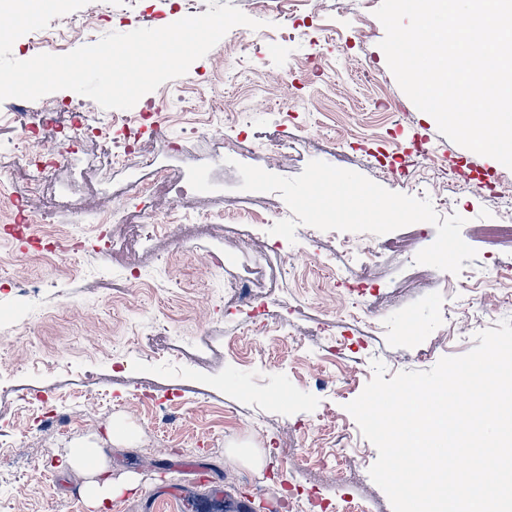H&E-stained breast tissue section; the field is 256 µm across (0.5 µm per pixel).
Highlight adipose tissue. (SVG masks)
Instances as JSON below:
<instances>
[{
	"label": "adipose tissue",
	"instance_id": "obj_1",
	"mask_svg": "<svg viewBox=\"0 0 512 512\" xmlns=\"http://www.w3.org/2000/svg\"><path fill=\"white\" fill-rule=\"evenodd\" d=\"M57 471L80 472L84 477L82 497L91 512H108L113 500L139 485L136 474L113 476L112 467L98 442H82L60 454Z\"/></svg>",
	"mask_w": 512,
	"mask_h": 512
}]
</instances>
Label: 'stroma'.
Instances as JSON below:
<instances>
[{
    "instance_id": "stroma-1",
    "label": "stroma",
    "mask_w": 512,
    "mask_h": 512,
    "mask_svg": "<svg viewBox=\"0 0 512 512\" xmlns=\"http://www.w3.org/2000/svg\"><path fill=\"white\" fill-rule=\"evenodd\" d=\"M122 15L98 21L81 41L46 45L65 54L104 35L160 28L177 17L173 0H120ZM381 0H285L264 36L250 46L216 44L188 72L146 94L128 110H112L108 137L64 155L48 194L31 207L56 214L48 241L54 254L0 232V489L10 512H89L84 478L53 467L58 452L106 435L115 420L139 430L129 446L107 445L113 475H141L140 487L113 501L112 512H261L282 493L306 503L315 495L348 512H393L369 475L376 447L345 406L373 378V360L387 376L424 371L441 358L476 345L478 332L512 317V282L493 268L512 270V223L501 205L471 185L438 188L431 168L397 171L415 142L427 141L453 171L512 178V169L443 136L419 111L390 71L380 47ZM312 14L301 39L280 34L283 14ZM142 155L124 157V126L146 104ZM43 100L0 102V187L24 197L21 168L8 148L14 113L40 112ZM139 120V119H138ZM294 148L276 150L282 138ZM313 160L358 172L384 188L429 198L438 215H461L464 241L477 251L440 288L445 271L415 264L432 244L435 227L416 223L396 231L325 232L309 241L271 235V223L290 218L277 192L241 190L237 164L284 177ZM192 181L186 198L160 193L141 223L163 230L145 248L123 249L120 225L90 224L87 214L121 200L130 176L158 171ZM266 214L252 226L245 213ZM380 250L362 264L364 249ZM148 273L130 279L126 266ZM251 281L265 303L266 333L253 332L245 311L232 307L225 282ZM365 284L363 296L349 282ZM495 305L477 307L482 294ZM362 302L364 311L353 312ZM454 339L441 344L446 331ZM335 357H328V343ZM29 389L74 407L63 434L35 436L16 401ZM265 428L254 429L257 417ZM232 448L257 450L252 468L232 460ZM39 476H29L31 465Z\"/></svg>"
}]
</instances>
